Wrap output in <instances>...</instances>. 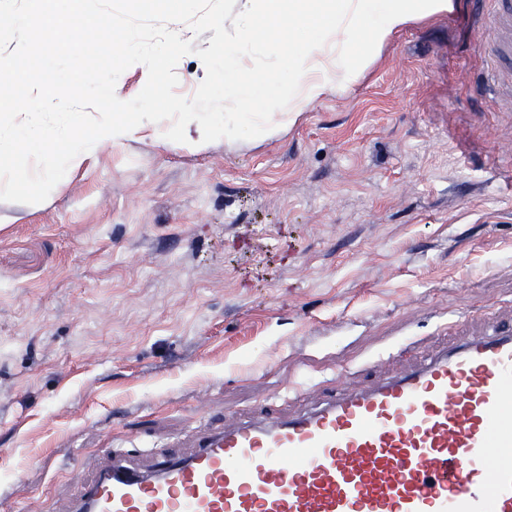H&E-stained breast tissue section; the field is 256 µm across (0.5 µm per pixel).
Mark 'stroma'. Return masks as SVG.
<instances>
[{"instance_id": "35a3bbf8", "label": "stroma", "mask_w": 512, "mask_h": 512, "mask_svg": "<svg viewBox=\"0 0 512 512\" xmlns=\"http://www.w3.org/2000/svg\"><path fill=\"white\" fill-rule=\"evenodd\" d=\"M479 14L411 22L271 138L147 127L0 201V512H56L102 449L159 453L294 385L310 404L512 307V100L477 90ZM181 31L189 98L212 34Z\"/></svg>"}]
</instances>
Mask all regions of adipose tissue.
<instances>
[{"label": "adipose tissue", "mask_w": 512, "mask_h": 512, "mask_svg": "<svg viewBox=\"0 0 512 512\" xmlns=\"http://www.w3.org/2000/svg\"><path fill=\"white\" fill-rule=\"evenodd\" d=\"M231 46L246 53L265 32H280L290 47L286 73H243L224 66L227 94L237 108L218 115L183 106L154 116L161 140L178 139L196 151L221 139L274 133L326 91L353 82L378 50L409 23L451 13L454 0H248Z\"/></svg>", "instance_id": "adipose-tissue-1"}]
</instances>
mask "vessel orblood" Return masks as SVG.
Here are the masks:
<instances>
[{
  "instance_id": "b4317fda",
  "label": "vessel or blood",
  "mask_w": 512,
  "mask_h": 512,
  "mask_svg": "<svg viewBox=\"0 0 512 512\" xmlns=\"http://www.w3.org/2000/svg\"><path fill=\"white\" fill-rule=\"evenodd\" d=\"M485 50L512 95V0ZM442 344L288 414L251 413L148 467L104 452L68 512H512V322H443Z\"/></svg>"
}]
</instances>
